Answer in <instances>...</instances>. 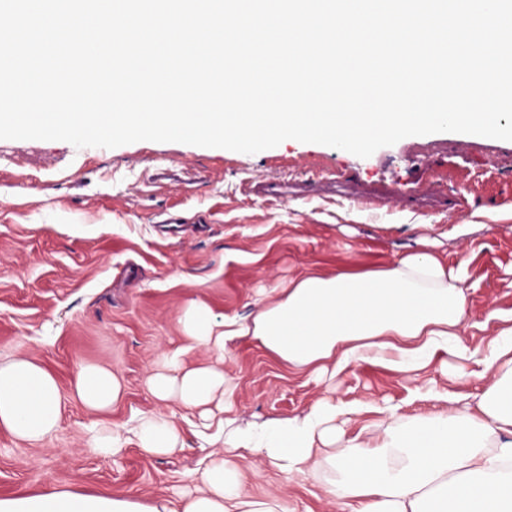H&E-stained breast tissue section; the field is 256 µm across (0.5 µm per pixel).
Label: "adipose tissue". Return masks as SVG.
I'll use <instances>...</instances> for the list:
<instances>
[{"label":"adipose tissue","mask_w":512,"mask_h":512,"mask_svg":"<svg viewBox=\"0 0 512 512\" xmlns=\"http://www.w3.org/2000/svg\"><path fill=\"white\" fill-rule=\"evenodd\" d=\"M467 292L441 258L420 250L392 266L336 276L307 274L247 318L216 323L210 309L192 303L182 316L188 345L223 351L246 337L287 363L313 373L342 372L362 361L389 359L414 374L448 349L461 350L456 334ZM489 385L477 409L456 405L452 393L432 392L439 410L389 427L363 440L337 431V416H356L365 404H318L305 415L240 429L230 412L234 387L213 366L187 368L178 355L149 377L155 398L199 410L200 429L223 432L221 450L189 479L200 486L183 495L177 512H279L276 499L244 491L237 458L249 454L285 478L324 474V491L340 512H512V335L490 341L479 361ZM73 393L90 411L109 410L122 385L108 368L88 365ZM61 420L56 378L38 362L15 356L0 362V429L26 442L51 435ZM146 454L176 452L181 434L166 416L97 436L94 448L114 456L126 444ZM0 512H168L139 501L51 488L0 498Z\"/></svg>","instance_id":"ef3b65f1"}]
</instances>
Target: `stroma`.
Listing matches in <instances>:
<instances>
[{"instance_id":"stroma-1","label":"stroma","mask_w":512,"mask_h":512,"mask_svg":"<svg viewBox=\"0 0 512 512\" xmlns=\"http://www.w3.org/2000/svg\"><path fill=\"white\" fill-rule=\"evenodd\" d=\"M410 136L361 158L292 139L256 154L182 143L139 141L75 148L64 141L0 140V360L22 355L56 378L62 419L38 444L0 430V498L55 487L144 503L178 501L189 473L211 460L192 412L157 400L147 379L167 352L187 366L214 365L236 384V424L305 414L326 399L361 402L370 413L344 424L346 436L430 414L429 389L476 407L487 380L468 357L439 353L410 377L384 362H360L315 381L254 341H229L226 354L185 349L179 319L188 303L220 318L255 313L303 273L384 269L428 240L467 288L457 329L469 349L486 350L512 328V141ZM189 166L202 180L151 183L156 168ZM335 171L330 191L310 190ZM402 210L371 214L356 201L404 182ZM178 213V234L158 214ZM111 369L123 394L102 413L88 411L73 382L82 366ZM172 415L177 452L149 456L126 445L115 456L91 449L97 430L133 426L144 415ZM251 495L275 496L280 512H339L317 478L285 479L267 461L239 459Z\"/></svg>"}]
</instances>
